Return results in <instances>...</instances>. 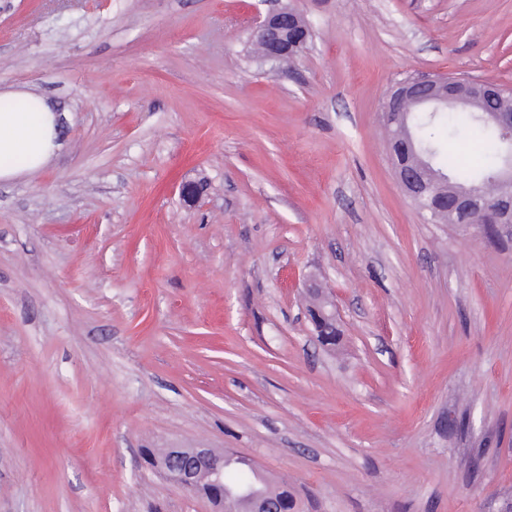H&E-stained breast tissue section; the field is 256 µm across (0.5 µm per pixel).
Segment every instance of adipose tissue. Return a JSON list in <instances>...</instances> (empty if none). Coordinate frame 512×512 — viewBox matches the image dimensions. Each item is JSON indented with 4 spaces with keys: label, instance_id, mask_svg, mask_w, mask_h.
<instances>
[{
    "label": "adipose tissue",
    "instance_id": "adipose-tissue-1",
    "mask_svg": "<svg viewBox=\"0 0 512 512\" xmlns=\"http://www.w3.org/2000/svg\"><path fill=\"white\" fill-rule=\"evenodd\" d=\"M60 121L39 94L0 90V181L43 169L57 148Z\"/></svg>",
    "mask_w": 512,
    "mask_h": 512
}]
</instances>
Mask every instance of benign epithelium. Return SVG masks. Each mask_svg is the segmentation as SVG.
I'll return each instance as SVG.
<instances>
[{"mask_svg": "<svg viewBox=\"0 0 512 512\" xmlns=\"http://www.w3.org/2000/svg\"><path fill=\"white\" fill-rule=\"evenodd\" d=\"M250 36L261 48L262 60L280 63L297 57L307 46L311 32L302 15L290 7L272 11L254 21ZM506 88L478 79L451 77H411L399 82L384 102L383 121L398 123L403 113L413 105L433 112L444 107L462 106L477 112L487 124L501 134L504 146L502 162L495 174L498 193L489 202L468 191H450L444 204L453 216H467L474 207L484 214V223L494 228L497 238H512V109L487 110L488 99L503 96ZM400 187L421 211L427 210L425 200L436 183L424 158L397 166ZM206 192L205 181L186 180L180 186L183 203L192 208L200 205ZM310 316L319 342L336 343V305L325 290L315 283L307 285ZM157 470L173 482L196 495L220 505L227 504L231 512L247 507L248 512H283L281 500L254 494L250 485L232 489V497L224 500V452L215 448H167Z\"/></svg>", "mask_w": 512, "mask_h": 512, "instance_id": "obj_1", "label": "benign epithelium"}]
</instances>
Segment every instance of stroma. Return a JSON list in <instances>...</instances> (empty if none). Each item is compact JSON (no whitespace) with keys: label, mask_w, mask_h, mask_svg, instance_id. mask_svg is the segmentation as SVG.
<instances>
[{"label":"stroma","mask_w":512,"mask_h":512,"mask_svg":"<svg viewBox=\"0 0 512 512\" xmlns=\"http://www.w3.org/2000/svg\"><path fill=\"white\" fill-rule=\"evenodd\" d=\"M284 6L312 39L261 63ZM417 74L512 88V0H0V88L63 117L0 183V512H213L151 448L233 449L304 512H512V238L400 189ZM309 299L310 316L317 332L319 342L324 345L336 343V305L329 295L316 283L306 288Z\"/></svg>","instance_id":"35a3bbf8"}]
</instances>
